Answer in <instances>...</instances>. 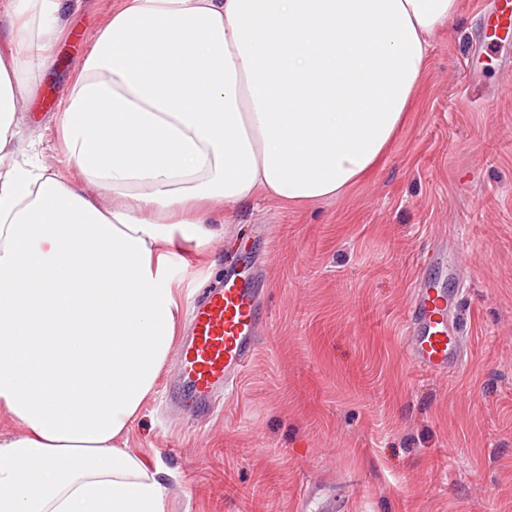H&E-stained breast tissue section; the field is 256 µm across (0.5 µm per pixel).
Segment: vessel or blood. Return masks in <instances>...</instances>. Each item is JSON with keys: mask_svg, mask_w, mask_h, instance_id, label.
<instances>
[{"mask_svg": "<svg viewBox=\"0 0 512 512\" xmlns=\"http://www.w3.org/2000/svg\"><path fill=\"white\" fill-rule=\"evenodd\" d=\"M494 23L485 28L486 47L512 39V0H492ZM260 290L244 272L229 269L223 285L202 289L192 314V333L179 362L189 395L183 410L192 417L215 409V395L234 387L256 355L265 325ZM449 299L423 278H415L405 311V349L410 362L436 376L460 372L468 339L448 320Z\"/></svg>", "mask_w": 512, "mask_h": 512, "instance_id": "b4317fda", "label": "vessel or blood"}]
</instances>
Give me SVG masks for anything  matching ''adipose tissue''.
<instances>
[{
  "label": "adipose tissue",
  "instance_id": "adipose-tissue-1",
  "mask_svg": "<svg viewBox=\"0 0 512 512\" xmlns=\"http://www.w3.org/2000/svg\"><path fill=\"white\" fill-rule=\"evenodd\" d=\"M79 3L0 0V416L20 429L0 512H166L127 436L176 340L177 243L260 194L362 182L462 0H119L56 111V167L22 161L16 115Z\"/></svg>",
  "mask_w": 512,
  "mask_h": 512
}]
</instances>
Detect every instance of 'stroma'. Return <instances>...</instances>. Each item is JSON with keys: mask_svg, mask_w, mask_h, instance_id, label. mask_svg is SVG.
Returning <instances> with one entry per match:
<instances>
[{"mask_svg": "<svg viewBox=\"0 0 512 512\" xmlns=\"http://www.w3.org/2000/svg\"><path fill=\"white\" fill-rule=\"evenodd\" d=\"M487 0L429 52L424 87L387 155L340 198L240 204L221 237L187 242L181 308L230 265L257 273L267 332L232 394L193 420L170 353L129 446L158 456L168 512H512V43L473 52ZM85 44L57 49L20 128L51 162L52 116ZM440 250L470 340L465 369L412 366L404 313L424 254Z\"/></svg>", "mask_w": 512, "mask_h": 512, "instance_id": "stroma-1", "label": "stroma"}]
</instances>
